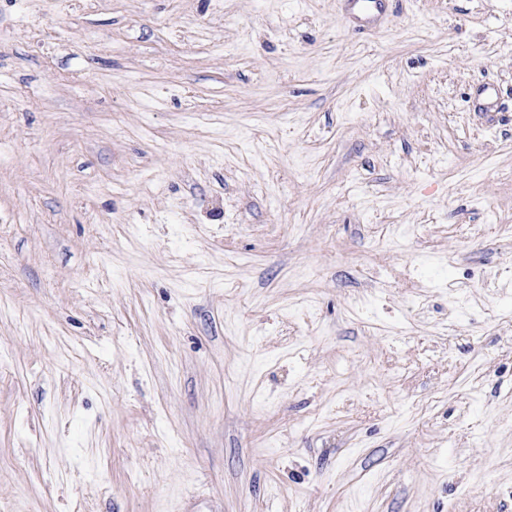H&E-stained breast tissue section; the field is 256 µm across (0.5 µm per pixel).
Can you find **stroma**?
Listing matches in <instances>:
<instances>
[{
  "instance_id": "stroma-1",
  "label": "stroma",
  "mask_w": 512,
  "mask_h": 512,
  "mask_svg": "<svg viewBox=\"0 0 512 512\" xmlns=\"http://www.w3.org/2000/svg\"><path fill=\"white\" fill-rule=\"evenodd\" d=\"M0 512H512V0H0Z\"/></svg>"
}]
</instances>
